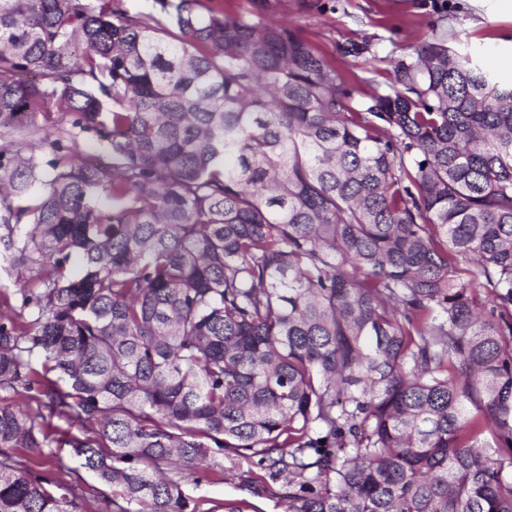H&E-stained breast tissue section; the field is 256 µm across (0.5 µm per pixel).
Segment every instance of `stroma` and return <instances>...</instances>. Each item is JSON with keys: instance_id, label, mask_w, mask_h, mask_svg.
<instances>
[{"instance_id": "35a3bbf8", "label": "stroma", "mask_w": 512, "mask_h": 512, "mask_svg": "<svg viewBox=\"0 0 512 512\" xmlns=\"http://www.w3.org/2000/svg\"><path fill=\"white\" fill-rule=\"evenodd\" d=\"M225 12L259 14L293 29L330 65L339 69L364 102L370 88L386 85L393 63L441 27L453 29L452 46L476 52L480 66L502 81L512 80V0H203ZM359 54H346L350 45ZM229 471L225 480L207 475L187 481V492L203 512L227 501L243 502V512H282L276 499L254 497L240 477L251 467L236 457L217 459Z\"/></svg>"}]
</instances>
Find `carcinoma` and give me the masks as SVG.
Here are the masks:
<instances>
[{"label": "carcinoma", "mask_w": 512, "mask_h": 512, "mask_svg": "<svg viewBox=\"0 0 512 512\" xmlns=\"http://www.w3.org/2000/svg\"><path fill=\"white\" fill-rule=\"evenodd\" d=\"M451 38L357 110L201 0H0V512H87L52 446L113 512H201L219 455L283 512H512V83ZM52 112L101 147L27 151Z\"/></svg>", "instance_id": "carcinoma-1"}]
</instances>
